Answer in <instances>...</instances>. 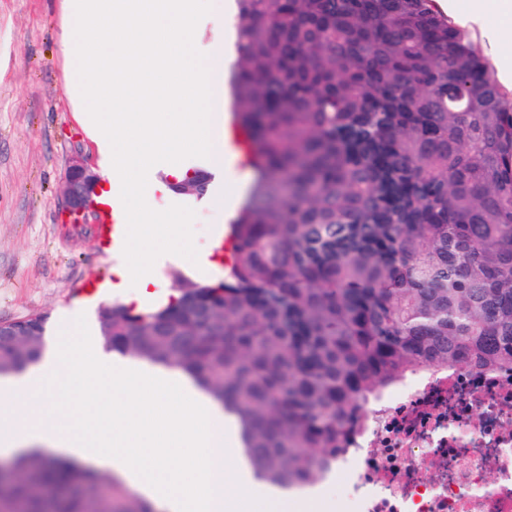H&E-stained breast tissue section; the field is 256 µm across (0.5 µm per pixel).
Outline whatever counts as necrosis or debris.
<instances>
[{"label": "necrosis or debris", "mask_w": 512, "mask_h": 512, "mask_svg": "<svg viewBox=\"0 0 512 512\" xmlns=\"http://www.w3.org/2000/svg\"><path fill=\"white\" fill-rule=\"evenodd\" d=\"M337 512H512V369L408 377L322 473Z\"/></svg>", "instance_id": "1"}]
</instances>
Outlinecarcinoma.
I'll return each mask as SVG.
<instances>
[{
	"label": "carcinoma",
	"mask_w": 512,
	"mask_h": 512,
	"mask_svg": "<svg viewBox=\"0 0 512 512\" xmlns=\"http://www.w3.org/2000/svg\"><path fill=\"white\" fill-rule=\"evenodd\" d=\"M236 27L254 179L223 278L111 304L112 350L190 376L256 476L300 488L409 376L512 366V102L433 0H237ZM172 190L206 193L199 171ZM43 347L0 340L3 374ZM0 512L153 510L27 450Z\"/></svg>",
	"instance_id": "carcinoma-1"
}]
</instances>
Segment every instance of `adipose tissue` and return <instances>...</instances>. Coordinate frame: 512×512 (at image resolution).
<instances>
[{
    "instance_id": "1",
    "label": "adipose tissue",
    "mask_w": 512,
    "mask_h": 512,
    "mask_svg": "<svg viewBox=\"0 0 512 512\" xmlns=\"http://www.w3.org/2000/svg\"><path fill=\"white\" fill-rule=\"evenodd\" d=\"M221 409L175 374L104 355L97 342L35 371L0 379V455L37 446L124 478L154 512H319L258 481L231 448ZM197 454L168 467L181 449Z\"/></svg>"
}]
</instances>
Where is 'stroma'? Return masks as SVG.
<instances>
[{"instance_id": "35a3bbf8", "label": "stroma", "mask_w": 512, "mask_h": 512, "mask_svg": "<svg viewBox=\"0 0 512 512\" xmlns=\"http://www.w3.org/2000/svg\"><path fill=\"white\" fill-rule=\"evenodd\" d=\"M448 19L488 66L504 52L498 24L474 21L467 0ZM63 0H0V320L48 314L47 337L68 326L71 343L96 325L101 305L119 301L104 282L112 261L101 238L105 215L86 221L62 207L67 169L80 158L98 169L95 144L64 93ZM250 170L225 163L208 197L190 201L194 241L212 251L216 224L242 207ZM224 196L223 212L210 195Z\"/></svg>"}]
</instances>
